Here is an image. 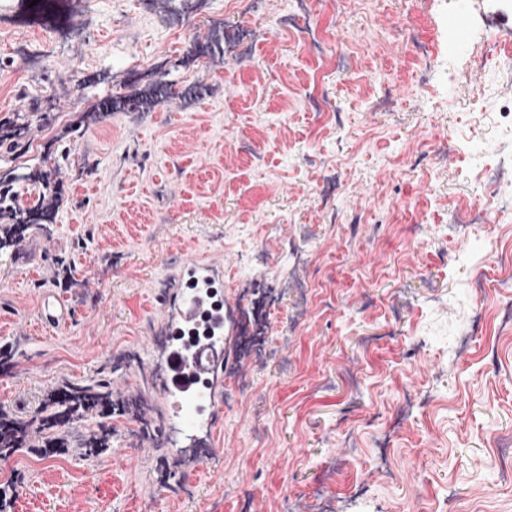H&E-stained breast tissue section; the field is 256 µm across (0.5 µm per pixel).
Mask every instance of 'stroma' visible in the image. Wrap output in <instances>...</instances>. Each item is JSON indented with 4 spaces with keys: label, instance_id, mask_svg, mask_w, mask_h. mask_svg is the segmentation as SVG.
<instances>
[{
    "label": "stroma",
    "instance_id": "35a3bbf8",
    "mask_svg": "<svg viewBox=\"0 0 512 512\" xmlns=\"http://www.w3.org/2000/svg\"><path fill=\"white\" fill-rule=\"evenodd\" d=\"M509 31L512 0H0V409L112 391L67 453L0 457L10 512H512V216L466 213L512 124V59L473 58ZM191 259L229 309L205 453L149 377ZM39 321L44 329L52 330L68 322L70 310L53 290H45L39 298Z\"/></svg>",
    "mask_w": 512,
    "mask_h": 512
}]
</instances>
